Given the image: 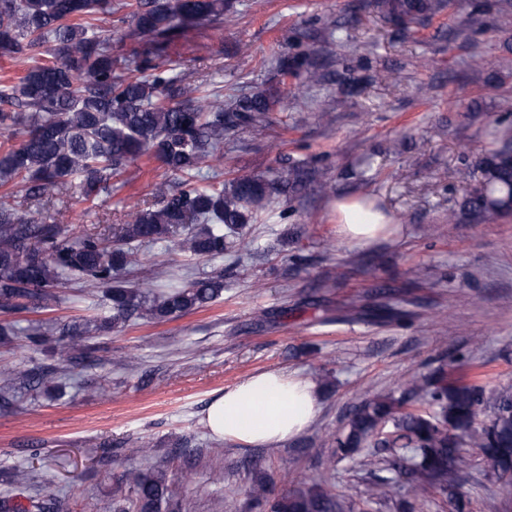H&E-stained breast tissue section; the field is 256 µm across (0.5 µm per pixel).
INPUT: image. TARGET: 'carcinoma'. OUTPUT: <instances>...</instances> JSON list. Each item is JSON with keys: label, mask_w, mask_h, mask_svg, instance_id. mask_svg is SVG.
Here are the masks:
<instances>
[{"label": "carcinoma", "mask_w": 512, "mask_h": 512, "mask_svg": "<svg viewBox=\"0 0 512 512\" xmlns=\"http://www.w3.org/2000/svg\"><path fill=\"white\" fill-rule=\"evenodd\" d=\"M382 17L405 29L446 6L445 0H376ZM134 34L150 38L152 48L139 56L136 73L125 74L112 55V34L96 30L88 18L112 13V0H0V55L25 51L52 60L31 67L0 101L16 103L19 112H0V126L16 144L0 150V188L20 185L30 200L50 201L74 187L84 202L107 191L112 177L127 164L147 155L166 172L182 177L176 185L156 184L152 204L139 208L120 225L112 241L95 234L68 239L59 224L26 216L0 201V310L47 309L61 301L58 288L82 281L107 289L112 317L83 318L47 324L28 336L39 345L45 336H61L60 356L68 362L87 349L86 336L101 335L137 316L163 321L194 311L224 292V271L203 273L186 285L165 291L134 288L117 276L139 264V247L167 242L178 231L179 247L198 257L237 256L253 251L245 229L272 195L296 193L316 173L290 165L286 176H237L219 187L192 182L222 156L224 136L236 129L269 123L282 97L279 90L257 88L211 100L174 72L168 50L192 29L224 15V0H126ZM285 76L305 83H336L341 106L355 94L360 81L348 65L327 72L324 51L301 49L278 58ZM496 146L474 167L456 176L466 186L452 217L485 223L512 215V126L495 124L490 132ZM480 172L474 178V171ZM376 302L354 308L353 320L390 322L402 314L404 299L381 284ZM441 325L443 349L455 344L448 315ZM55 368L33 367L0 377V401L18 384L33 390L50 387ZM490 410L488 423L477 416ZM337 457L346 458L365 446L373 452L364 461L374 478L370 497L385 501L405 478L414 499L425 503L440 495L449 512L461 507L459 480L470 466L467 448L481 449L490 469L512 479V388L487 397L482 388L448 379L443 370L411 376L384 394L364 390V397L335 436ZM10 483L31 488L34 473L13 469ZM126 481L134 489L136 512H160L177 495L176 485L161 473L130 470ZM273 482L259 479L249 488L251 500L270 503L271 512H344L345 504L332 483L323 479L299 485L272 499ZM30 506L0 502V512H57L53 498H29Z\"/></svg>", "instance_id": "cac0c4a2"}]
</instances>
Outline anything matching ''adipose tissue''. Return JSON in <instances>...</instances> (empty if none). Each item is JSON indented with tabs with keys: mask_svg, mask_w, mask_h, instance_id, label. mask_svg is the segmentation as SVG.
Wrapping results in <instances>:
<instances>
[{
	"mask_svg": "<svg viewBox=\"0 0 512 512\" xmlns=\"http://www.w3.org/2000/svg\"><path fill=\"white\" fill-rule=\"evenodd\" d=\"M338 231L356 246L377 240L389 222L383 216L358 221L361 206L348 198L336 207ZM319 410L313 382L299 374L265 371L226 388L209 402L203 422L213 436L242 445L272 446L301 434Z\"/></svg>",
	"mask_w": 512,
	"mask_h": 512,
	"instance_id": "obj_1",
	"label": "adipose tissue"
}]
</instances>
